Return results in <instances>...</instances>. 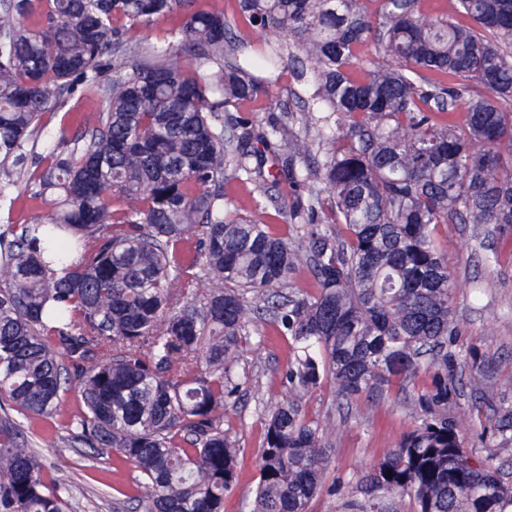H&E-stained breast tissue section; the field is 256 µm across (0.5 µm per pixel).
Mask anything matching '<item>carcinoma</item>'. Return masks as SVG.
<instances>
[{"label": "carcinoma", "mask_w": 512, "mask_h": 512, "mask_svg": "<svg viewBox=\"0 0 512 512\" xmlns=\"http://www.w3.org/2000/svg\"><path fill=\"white\" fill-rule=\"evenodd\" d=\"M237 6L276 38L270 56L245 54L224 11L198 0H0V169L54 204L0 252V404L49 415L74 379L76 436L136 465L141 512H224L238 477L224 409L249 326L268 319L294 351L251 512H309L322 489L325 428L305 396L325 381L342 398L373 395L423 353L434 383L419 423L374 464L353 512H398L404 497L414 512H512L501 467L470 454L448 415L454 284L433 235L449 223L512 234V0H451L440 16L420 0H381L377 14L365 0ZM157 21L169 24L159 40L135 39ZM272 63L310 86L304 111L334 127L316 148L289 111L267 127L236 115L269 96L258 71ZM79 89L107 98L97 125L29 159L43 115ZM464 98L465 129L438 121ZM259 144L276 146L275 171L253 162ZM229 179L323 184L288 210L305 250L224 206ZM303 260L311 288L283 295ZM44 470L0 416V512H67Z\"/></svg>", "instance_id": "obj_1"}]
</instances>
